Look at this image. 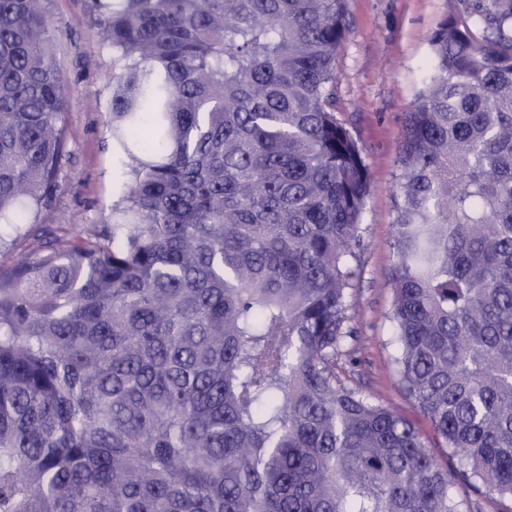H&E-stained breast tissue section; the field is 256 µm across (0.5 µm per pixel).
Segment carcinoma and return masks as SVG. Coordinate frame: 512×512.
<instances>
[{
	"label": "carcinoma",
	"instance_id": "cac0c4a2",
	"mask_svg": "<svg viewBox=\"0 0 512 512\" xmlns=\"http://www.w3.org/2000/svg\"><path fill=\"white\" fill-rule=\"evenodd\" d=\"M397 160L395 370L336 379L361 149L347 0H94L112 223L0 266V512H470L512 498V0H460ZM44 0H0V224L50 206L66 78ZM456 458L442 467L434 449ZM457 493L473 506V512H512V501L501 500L496 495L476 493L466 486H459Z\"/></svg>",
	"mask_w": 512,
	"mask_h": 512
}]
</instances>
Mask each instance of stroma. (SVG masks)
I'll return each instance as SVG.
<instances>
[{
  "label": "stroma",
  "instance_id": "stroma-1",
  "mask_svg": "<svg viewBox=\"0 0 512 512\" xmlns=\"http://www.w3.org/2000/svg\"><path fill=\"white\" fill-rule=\"evenodd\" d=\"M58 29L57 58L67 83L64 149L58 188L34 223L58 228L108 223L117 190L116 151L108 132L112 48L101 38L90 0H45ZM458 0H348L349 31L337 58V119L362 150L370 192L363 222L362 274L350 324L355 338L336 376L391 406L424 436L432 429L405 396L394 370L388 314L394 258L396 185L404 119L432 71L430 36Z\"/></svg>",
  "mask_w": 512,
  "mask_h": 512
}]
</instances>
